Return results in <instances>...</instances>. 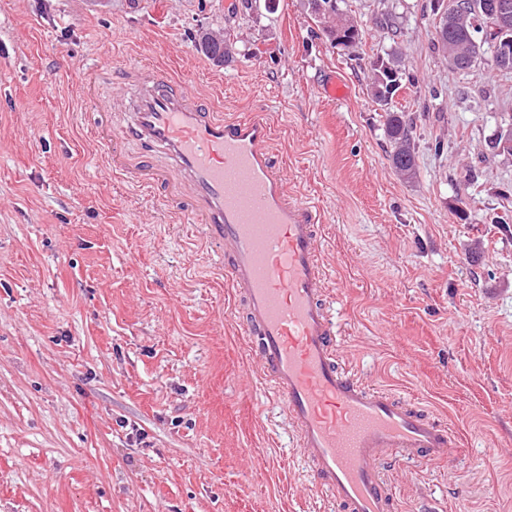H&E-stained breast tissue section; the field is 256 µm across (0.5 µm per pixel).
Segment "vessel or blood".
<instances>
[{
	"instance_id": "b4317fda",
	"label": "vessel or blood",
	"mask_w": 512,
	"mask_h": 512,
	"mask_svg": "<svg viewBox=\"0 0 512 512\" xmlns=\"http://www.w3.org/2000/svg\"><path fill=\"white\" fill-rule=\"evenodd\" d=\"M188 81L154 66L128 72L120 130L144 149L141 184L185 199L175 222L201 225L221 250L237 323L295 427L313 485L337 512H398L390 461L454 462L459 435L341 364L319 259L323 215L290 191L266 113L224 115ZM158 154L166 164L157 168Z\"/></svg>"
}]
</instances>
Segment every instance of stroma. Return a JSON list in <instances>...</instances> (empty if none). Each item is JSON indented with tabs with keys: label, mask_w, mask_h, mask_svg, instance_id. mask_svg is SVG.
Wrapping results in <instances>:
<instances>
[{
	"label": "stroma",
	"mask_w": 512,
	"mask_h": 512,
	"mask_svg": "<svg viewBox=\"0 0 512 512\" xmlns=\"http://www.w3.org/2000/svg\"><path fill=\"white\" fill-rule=\"evenodd\" d=\"M0 0V512H336L237 328L214 248L169 205L105 176L95 104L135 65L191 76L224 111L262 108L292 190L322 211L343 361L461 434L451 466L390 472L400 512H512V72L451 70L429 0H347L359 57L308 0ZM232 30L216 65L199 31ZM417 176L390 162L370 61ZM345 97L319 96L328 79ZM386 56L387 58L378 56L371 67L374 75V97L384 105H388L393 95L402 87L404 78L409 81V76L401 68L398 55L388 53Z\"/></svg>",
	"instance_id": "obj_1"
}]
</instances>
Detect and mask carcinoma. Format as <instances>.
Here are the masks:
<instances>
[{
    "mask_svg": "<svg viewBox=\"0 0 512 512\" xmlns=\"http://www.w3.org/2000/svg\"><path fill=\"white\" fill-rule=\"evenodd\" d=\"M483 3L489 9L494 7L508 14L511 23L502 31L500 42L489 44L495 67L512 71V0H457V7L441 11L440 0H430V10L440 15L435 25L434 45L448 62V67L457 71H470L482 59L485 40L478 39L480 28L474 21V5ZM311 12L318 18L336 17V25L326 29L331 42L347 50H355L361 43V30L355 19L348 15L346 0H309ZM200 51L214 63L223 65L234 59L236 45L226 34L217 38L209 32L199 36ZM373 88L375 99L389 104L393 95L402 87L405 72L398 55L379 56L373 62ZM386 131L392 146L390 160L396 172L405 180L416 177L417 164L413 137V122L404 113H386Z\"/></svg>",
    "mask_w": 512,
    "mask_h": 512,
    "instance_id": "cac0c4a2",
    "label": "carcinoma"
}]
</instances>
